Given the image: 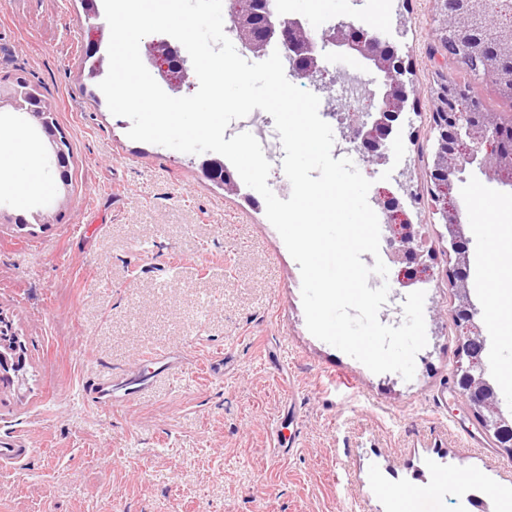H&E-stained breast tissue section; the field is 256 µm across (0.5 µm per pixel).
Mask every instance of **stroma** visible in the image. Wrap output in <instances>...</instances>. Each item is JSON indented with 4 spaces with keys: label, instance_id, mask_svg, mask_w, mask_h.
I'll list each match as a JSON object with an SVG mask.
<instances>
[{
    "label": "stroma",
    "instance_id": "1",
    "mask_svg": "<svg viewBox=\"0 0 512 512\" xmlns=\"http://www.w3.org/2000/svg\"><path fill=\"white\" fill-rule=\"evenodd\" d=\"M282 16L312 17V0H275ZM382 23H375L376 14ZM320 23L377 34L413 70L418 104L394 124L379 163L357 161L376 187L409 169L417 201L404 206L434 268L424 284L427 344L415 375L375 374L307 329L301 272L268 221L261 194L230 193L200 158L131 140L95 82L83 83L90 43L81 0H0V79L37 89L69 144L62 183L48 142L32 148L49 193L0 187V311L26 346L25 381L0 387V439L22 442L20 466L0 469V512H501L512 457L490 447L454 386L459 331L446 273L455 260L427 204L435 133L429 88L438 70L492 112H511L489 80L434 53V0H329ZM332 93L380 77L326 53ZM498 203L512 234V186L466 167L453 196L469 240V288L487 338L485 363L512 411V284L490 298L488 258L512 266L479 226L471 194ZM499 324H492L493 313ZM168 355L156 373L148 358ZM135 370L148 385L125 406L101 408L86 390Z\"/></svg>",
    "mask_w": 512,
    "mask_h": 512
}]
</instances>
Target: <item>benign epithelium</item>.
<instances>
[{
  "mask_svg": "<svg viewBox=\"0 0 512 512\" xmlns=\"http://www.w3.org/2000/svg\"><path fill=\"white\" fill-rule=\"evenodd\" d=\"M441 24L436 38L443 48L459 42L463 37L491 40L512 53V25L503 24L501 14L493 11L492 0H437ZM227 27L236 32L248 51L260 55L268 44L277 39L285 50L290 73L308 80L317 89L328 91L331 82L319 65L324 51L332 49L340 57H357L383 75L380 91L370 93L371 110L357 116L350 124L346 139L360 144L369 160L384 157L386 141L404 111L409 98L416 95L413 82L404 80L411 73L409 66L394 47L376 35H370L344 23L328 28H317L298 17H283L275 11L273 0H262V11L242 12L236 0L226 5ZM175 52L165 42L150 55L157 76L173 86L184 77L170 76L164 61ZM459 89L447 79L431 88L434 103L432 129L435 131L431 187L428 191L431 207L443 220L448 233L455 263L448 268V287L455 291L457 305L453 310L459 328L456 386L469 404L482 434L497 447L512 456V444L503 440V434L512 431V419L506 417L494 386L488 381V370L483 360L485 337L476 321L478 310L471 301L468 288V243L464 236L462 213L452 196L455 175L468 165H476L491 179L512 172V150L505 145L506 134L512 131V113L456 110ZM37 97L29 82H0V127H9L15 118L26 114L37 120L32 133L44 136L50 120L49 109L41 105L31 111V102ZM397 190L379 187L373 197L387 224L390 261L394 266L392 282L397 288H406L433 277V269L420 250V234L400 203V197H413L411 179L407 173L396 180ZM25 348L20 336L13 340L0 336V357L14 353L21 359Z\"/></svg>",
  "mask_w": 512,
  "mask_h": 512,
  "instance_id": "7a95c632",
  "label": "benign epithelium"
}]
</instances>
